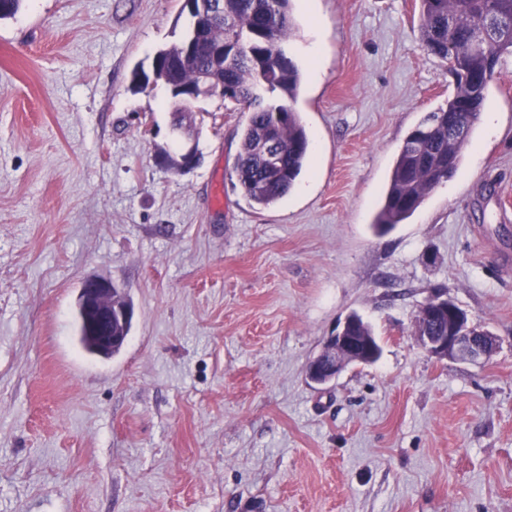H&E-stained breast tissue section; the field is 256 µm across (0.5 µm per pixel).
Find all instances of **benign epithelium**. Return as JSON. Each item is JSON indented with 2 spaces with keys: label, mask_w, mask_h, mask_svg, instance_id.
<instances>
[{
  "label": "benign epithelium",
  "mask_w": 512,
  "mask_h": 512,
  "mask_svg": "<svg viewBox=\"0 0 512 512\" xmlns=\"http://www.w3.org/2000/svg\"><path fill=\"white\" fill-rule=\"evenodd\" d=\"M193 7L203 20H211L219 5L214 0H192ZM158 161L176 172L190 170L199 161L194 147L189 146L175 154L158 157ZM77 308L95 330L100 346L112 349L124 340L112 334L113 320L124 322L130 317V309L117 300L114 283L102 277L86 279L80 288ZM425 318H447V330L431 331L420 321H415V335L421 345L439 360L479 363L490 358L497 348V339L489 331L479 329L470 322L465 310L445 296H434L422 305ZM362 318L350 314L342 326L325 338L320 351L306 367L308 381L317 386L331 383L351 364H370L376 358L373 337L356 335Z\"/></svg>",
  "instance_id": "7a95c632"
}]
</instances>
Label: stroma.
I'll return each instance as SVG.
<instances>
[{
	"label": "stroma",
	"instance_id": "1",
	"mask_svg": "<svg viewBox=\"0 0 512 512\" xmlns=\"http://www.w3.org/2000/svg\"><path fill=\"white\" fill-rule=\"evenodd\" d=\"M180 0H22L0 20V512H512V55L456 174L372 227L407 134L454 88L418 0H292L307 166L260 209L233 172L248 115L173 128L133 71L179 41ZM201 162L157 161L184 143ZM104 276L125 347L81 348ZM499 348L439 360L435 290ZM382 352L331 385L309 360L350 313ZM112 280L102 277L87 278L82 287L77 300V308L83 313L88 322L95 330L98 343L103 348L112 350L117 345H124V340L113 336V320L119 319L126 322L130 317V309L125 303L117 300ZM78 341L83 350L94 356L105 358L119 353L121 347H116L112 353L99 350L95 339L93 338L91 328L83 316L78 313L77 316Z\"/></svg>",
	"mask_w": 512,
	"mask_h": 512
}]
</instances>
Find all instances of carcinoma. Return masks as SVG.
Listing matches in <instances>:
<instances>
[{"mask_svg":"<svg viewBox=\"0 0 512 512\" xmlns=\"http://www.w3.org/2000/svg\"><path fill=\"white\" fill-rule=\"evenodd\" d=\"M420 36L426 50L455 75L448 99L427 114L406 137L394 161L374 225L382 230L403 223L440 183L461 166L464 150L497 73L500 58L512 54V0H419ZM190 24L181 39L158 49L152 61L169 65L179 87H197L203 75H214L233 88L228 100L248 112L234 163L243 195L266 209L293 188L306 167L309 140L295 99L301 73L285 43L292 34L291 0H224V19ZM233 41L238 51L224 56V68L213 72L212 45ZM272 142L282 154L281 167L266 171L261 145ZM83 350H99L89 324L77 316Z\"/></svg>","mask_w":512,"mask_h":512,"instance_id":"cac0c4a2","label":"carcinoma"}]
</instances>
